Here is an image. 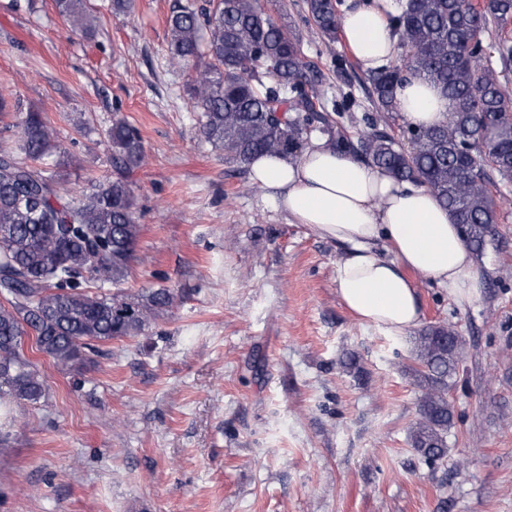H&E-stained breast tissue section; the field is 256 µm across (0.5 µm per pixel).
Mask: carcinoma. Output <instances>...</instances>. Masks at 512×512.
<instances>
[{
	"label": "carcinoma",
	"mask_w": 512,
	"mask_h": 512,
	"mask_svg": "<svg viewBox=\"0 0 512 512\" xmlns=\"http://www.w3.org/2000/svg\"><path fill=\"white\" fill-rule=\"evenodd\" d=\"M59 13L90 31L84 0H55ZM339 0H305L308 21L329 43L341 30ZM394 33L401 63L368 74L375 111H399L397 89L410 76L448 99L446 118L408 128L406 143L383 130L348 140L316 109L319 75L299 38L259 0H216L209 9L185 0L167 21L174 66H194L188 94L202 112L201 137L246 167L262 154L297 158L314 124L336 148L392 178L430 191L456 219L477 256L494 235L495 194L512 182V0H398ZM491 48L497 65L481 63ZM16 147L0 152V396L37 403L46 396L38 365L23 352L26 336L61 368L85 362L94 343L142 335L157 314L176 307L170 288L132 294L125 280L141 225L125 174L92 182L75 195L43 167L58 148L39 112L15 111ZM112 152L124 168L144 162L137 130L112 118ZM462 358L455 330L435 323L414 337L410 368L420 391L411 444L428 465L448 458L455 413L448 393Z\"/></svg>",
	"instance_id": "obj_1"
}]
</instances>
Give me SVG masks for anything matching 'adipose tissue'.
<instances>
[{"mask_svg": "<svg viewBox=\"0 0 512 512\" xmlns=\"http://www.w3.org/2000/svg\"><path fill=\"white\" fill-rule=\"evenodd\" d=\"M392 0H353L342 33L364 69L397 57ZM406 125L431 126L448 111L434 85L409 78L397 91ZM253 183L271 190V203L292 223L346 246L336 263L338 294L360 321L400 336L422 318L415 277L435 282L456 305L480 295L473 255L452 214L424 187L399 182L381 169L313 139L295 159L261 155L249 166Z\"/></svg>", "mask_w": 512, "mask_h": 512, "instance_id": "adipose-tissue-1", "label": "adipose tissue"}]
</instances>
